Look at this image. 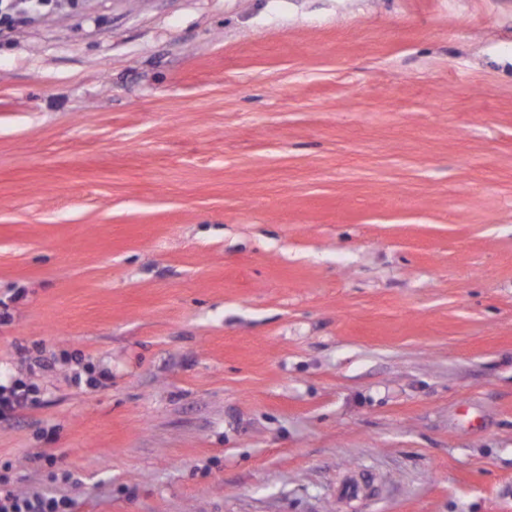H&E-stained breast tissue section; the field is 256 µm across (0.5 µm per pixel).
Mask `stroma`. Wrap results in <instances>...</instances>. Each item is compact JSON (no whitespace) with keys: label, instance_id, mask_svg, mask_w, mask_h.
<instances>
[{"label":"stroma","instance_id":"stroma-1","mask_svg":"<svg viewBox=\"0 0 512 512\" xmlns=\"http://www.w3.org/2000/svg\"><path fill=\"white\" fill-rule=\"evenodd\" d=\"M0 492L512 512V0H78L0 34ZM38 401L36 389L21 378L1 383L0 416L11 415L17 410L33 406Z\"/></svg>","mask_w":512,"mask_h":512}]
</instances>
